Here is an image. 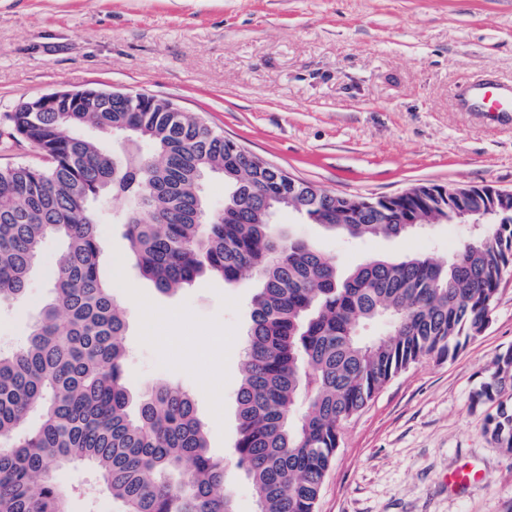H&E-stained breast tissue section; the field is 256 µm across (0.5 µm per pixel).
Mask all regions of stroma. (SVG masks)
<instances>
[{"label": "stroma", "instance_id": "obj_1", "mask_svg": "<svg viewBox=\"0 0 512 512\" xmlns=\"http://www.w3.org/2000/svg\"><path fill=\"white\" fill-rule=\"evenodd\" d=\"M486 75L512 85V0H0V164L38 159L33 145L5 133L20 101L98 88L167 98L294 178L344 195L421 183L512 190V121L466 98ZM275 229L344 268L410 252L444 258L470 235L469 225L444 224L350 242L287 211ZM98 233L100 273L119 301L133 293L184 318L152 339L128 308V389L168 383L193 394L235 512H257L234 454L256 279L228 287L200 278L163 295L132 263L108 209ZM60 250L46 239L26 305L0 309V349L28 334ZM211 336L223 337V349L206 348ZM510 347L507 272L482 335L455 358L402 372L348 423L318 512H512V458L470 407L492 359ZM464 461L482 477L449 491L448 474ZM64 481L77 489L70 512H115L91 469L71 468Z\"/></svg>", "mask_w": 512, "mask_h": 512}]
</instances>
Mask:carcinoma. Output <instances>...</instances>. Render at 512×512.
<instances>
[{"label": "carcinoma", "instance_id": "1", "mask_svg": "<svg viewBox=\"0 0 512 512\" xmlns=\"http://www.w3.org/2000/svg\"><path fill=\"white\" fill-rule=\"evenodd\" d=\"M171 101L132 92L85 111L8 116L48 159L0 166V305L27 299L43 242L62 241L51 298L24 342L0 351V512H69L60 472L92 467L117 512H234L224 463L210 453L192 396L167 384L138 399L126 386L127 322L99 269L95 206L116 203L135 266L161 293L202 277L255 276L237 393L235 453L257 512H316L345 425L393 378L454 358L490 323L512 272V199L490 186L417 185L388 201L285 183L221 132ZM85 126L101 138L81 134ZM227 192L210 207L201 176ZM464 205L495 210L447 260L379 257L342 273L311 242L274 232L270 210L351 239L403 238V221L448 223ZM378 325L384 332L373 335ZM512 348L472 391L483 432L512 457Z\"/></svg>", "mask_w": 512, "mask_h": 512}]
</instances>
